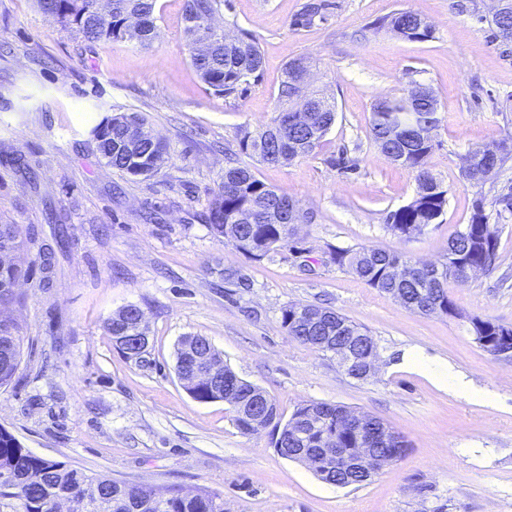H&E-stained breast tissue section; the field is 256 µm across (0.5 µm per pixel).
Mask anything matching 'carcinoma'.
<instances>
[{
    "label": "carcinoma",
    "mask_w": 512,
    "mask_h": 512,
    "mask_svg": "<svg viewBox=\"0 0 512 512\" xmlns=\"http://www.w3.org/2000/svg\"><path fill=\"white\" fill-rule=\"evenodd\" d=\"M101 0H37L39 9L55 17L63 26L74 28L84 40L94 43L103 39L128 41L142 49L150 48L160 37L157 24V0H108L112 9L103 14ZM326 4L307 0L294 24L311 25L324 18ZM145 16L152 27L134 36L125 21L129 15ZM366 29L386 30L405 40H426L432 37L431 26L412 12L401 10L387 15ZM495 37L512 43V12L495 21ZM190 59L201 81L214 93L233 97L258 82L263 56L256 38L248 31L228 41L224 33L214 34V44L207 52L195 49V42L187 39ZM298 75L294 62H288L277 91L282 104L272 122L259 130L241 131L239 152L268 165L290 163L308 155L316 143L328 132L336 117L335 100L319 92V108L307 113L308 119L300 121L298 113L285 107L288 97L295 90ZM413 114L412 122L421 126L440 123L437 99L413 102L407 95L382 99L372 107L371 135L381 151L394 163L416 172L417 190L405 205L386 216V227L398 237L410 240L422 235L437 223L448 203V189L427 169V158L433 144L412 138L399 126ZM288 125L294 138L284 141L275 131ZM135 125L142 133V140L134 150L125 144L129 127ZM97 152L106 165L134 177H148L158 171L166 161V148L154 135L145 118L136 112H119L103 119L92 129ZM496 145L478 146L468 155L478 160L487 172L486 180H493L507 161L509 154L496 155ZM10 165L28 181L35 179L29 161L21 155H6L0 159ZM296 205L293 199L278 193L256 177L250 167L241 164L224 169V177L209 202V227L213 234L224 239L246 258L260 261L271 252L297 238L299 224L286 218L288 207ZM493 213L486 212L483 201L475 203L469 223L448 241V251L439 264H421L403 254L370 247H336L330 257L338 267L384 293L399 295L403 305L421 314H443L454 301L448 294V283L458 286L468 283L467 268L471 264L482 272L492 273L497 268V245L489 239L498 238L501 225L512 221V184L497 191L491 203ZM53 245L40 251L44 269L54 264L56 254L69 248L70 234L67 225L56 224L52 233ZM408 269V277L400 280L388 278L387 270L393 266ZM22 277L16 264L0 262V309L15 299L14 286ZM131 314L114 316L107 320L105 329L113 339L122 335ZM473 339L489 355L500 352L504 337L512 338V326L490 318L474 317L470 320ZM281 324L298 342L324 354H333L348 336H360L357 356L362 362L378 351L376 341L361 326L333 309L316 305L289 304L281 309ZM13 321L0 313V387L8 385L15 377L22 356L20 337ZM224 380L228 386L220 389L209 381H198L186 387L194 399L208 403L233 400L253 401L259 387L242 379L228 365L224 366ZM348 411L340 405L326 402H309L296 407L287 422L276 418L273 428V446L285 449L293 458L297 448H320L326 441L334 440L336 448L357 446L356 434L345 425ZM381 428L388 441L376 451L391 456L397 448L407 447L401 435L378 418L367 424ZM313 455L305 465L322 481L339 486H361L367 480L349 471V463L342 460L336 470H326L318 465ZM11 477L8 483L0 482V498L16 501L15 512H56L61 500L70 503V512H224V499L215 493L201 490L194 495H184L174 487L152 488L118 482L108 476L87 473L70 468L60 461L48 460L34 454L11 433L0 429V474Z\"/></svg>",
    "instance_id": "obj_1"
}]
</instances>
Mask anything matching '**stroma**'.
<instances>
[{"label":"stroma","mask_w":512,"mask_h":512,"mask_svg":"<svg viewBox=\"0 0 512 512\" xmlns=\"http://www.w3.org/2000/svg\"><path fill=\"white\" fill-rule=\"evenodd\" d=\"M304 0H228L224 23L257 39L262 76L242 95L208 90L184 38V0H157L161 37L151 48L84 41L38 10L0 0V149L24 155L37 178L0 165V223L37 234L17 263L28 270L8 310L22 364L0 388V428L37 455L132 485L204 488L227 512H512V360L474 342L467 320L512 325V223L498 242L499 270L448 293L461 318L424 315L333 264L332 246H372L441 259L468 224L478 198L512 183L466 179L469 149L512 132V44L493 39L490 0H332L328 20L294 28ZM398 10L427 18L433 36L409 41L366 25ZM311 62V88L336 101V121L313 150L287 165L251 161L260 180L297 200L313 220L296 242L252 261L214 237L208 204L238 154L241 129L271 122L290 60ZM429 86L441 122L428 169L448 190L438 223L411 240L387 230L389 211L417 189L370 133L372 106ZM117 112L140 113L163 139L168 160L136 179L100 161L92 128ZM67 224L49 287L38 259L51 221ZM251 281L239 287L225 269ZM139 306L149 328L150 366L127 360L104 328L123 306ZM334 309L366 327L379 358L367 380L336 358L288 336L285 305ZM207 337L224 362L260 387L289 418L322 401L382 419L404 436L405 455L363 486L336 487L280 456L265 429L245 435L221 401L201 403L181 386L176 351ZM417 350L467 376L471 395L407 366Z\"/></svg>","instance_id":"stroma-1"}]
</instances>
